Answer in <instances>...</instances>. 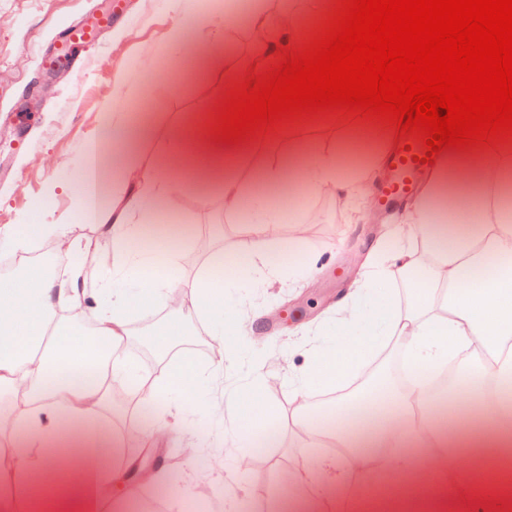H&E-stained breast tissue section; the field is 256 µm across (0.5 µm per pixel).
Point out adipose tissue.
I'll list each match as a JSON object with an SVG mask.
<instances>
[{
	"instance_id": "adipose-tissue-1",
	"label": "adipose tissue",
	"mask_w": 512,
	"mask_h": 512,
	"mask_svg": "<svg viewBox=\"0 0 512 512\" xmlns=\"http://www.w3.org/2000/svg\"><path fill=\"white\" fill-rule=\"evenodd\" d=\"M250 23L265 37L251 63L258 73L283 57L288 28L263 6L252 13ZM224 25L223 14L192 13L168 33L174 46L195 37L200 49L192 56V67L213 84L223 59ZM226 94L215 87L207 97L204 119L173 131L164 154L147 165L129 127L127 105L137 99V86L129 78L121 81L118 97L123 105L112 112V136L123 147L113 158L112 173L123 191L113 196L110 209L94 206L100 170V153L94 147L69 184L76 218L94 224L121 259L117 275L104 284L112 300L98 309L90 335L64 325L61 317L64 309L86 300L84 246L68 225L43 223L41 207H34L30 235L55 238L65 276L60 279L30 266L0 277V387L13 399L11 435L0 445V512H15L20 492L26 512H44L49 504L59 512H95L111 501L119 469L118 442L105 424L108 388L133 371L113 356L127 335L126 303L144 305L176 295L197 301L198 314L209 320L223 310L224 285L237 279L240 269L220 263L193 278L146 277L155 257L138 248L137 241L147 232L163 237L161 225L151 220L159 201L190 183H220L226 212L248 206L257 215L249 270L260 285L269 286L281 278L268 258L280 246L283 224L255 183L276 186L292 162L308 154L314 159L308 169L314 190L351 195L370 177L369 168L343 173L337 163L342 149L328 136L316 150L305 140H295L274 164L254 156L258 181L235 175L229 163L244 153L245 144L216 143L211 131L214 110ZM492 187L512 188V140L449 150L409 214L412 233L397 234L385 260L369 265L341 311L335 341L298 378L296 410L306 428L314 434L328 431L347 450L343 460L319 458L307 470L309 480L323 488L325 507L343 512L347 500L339 491L353 471L410 489L415 501L425 498L429 482H436L447 489L451 512H504L501 497H480L472 490L477 481L512 475V410L489 400L486 392L489 382L512 383V351L506 349L512 344V273L492 279L476 274L489 257L512 258V211L488 205ZM429 235L435 245L417 251V240ZM415 265L427 270L428 283L419 292L421 306L413 313L383 306L374 283L385 279L390 267ZM392 335L406 340L409 363L420 374L451 353L479 347L482 374L459 376L451 387L449 404L465 407V419L451 414L424 429L421 413L431 389L420 380L400 390L380 382L378 409L365 434L351 432L347 402L313 415V389L331 393L342 388L368 352Z\"/></svg>"
}]
</instances>
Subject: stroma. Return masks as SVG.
Returning <instances> with one entry per match:
<instances>
[{
    "instance_id": "1",
    "label": "stroma",
    "mask_w": 512,
    "mask_h": 512,
    "mask_svg": "<svg viewBox=\"0 0 512 512\" xmlns=\"http://www.w3.org/2000/svg\"><path fill=\"white\" fill-rule=\"evenodd\" d=\"M258 0H245L244 10L225 7L229 23L224 34L223 80L251 62L261 37L249 25ZM111 10L112 24L99 35L93 53L82 61L81 76H73L70 63L54 73L39 71L41 54H52L58 36L91 13ZM183 19L176 0H0V228L23 232L31 209L43 204V221L68 224L79 237L86 255L108 248L93 225L77 222L76 202L67 185L82 165L89 147L109 156L118 146L108 137L113 100L119 82L135 75L140 99L149 111L130 115L132 127L151 126L142 143L144 162L159 158L170 133L200 120L209 85L187 73V57L194 47H170L169 30ZM374 136L372 145L393 146L399 139L396 125L349 115H317L253 135L251 143L269 160L287 154L297 134L317 139L329 130L336 142L355 139L362 128ZM301 202L290 224H304L302 242L285 240L279 263L281 282L255 287L249 276L226 293L224 351L212 350L215 326L200 317L194 305L179 312L167 300L134 308L128 319V337L122 347L138 373L148 360L164 370L191 364L187 381L200 393L201 408L189 407L169 394L155 406L154 431H146L139 398L141 384L130 379L113 383L120 399L112 403V429L129 439L127 456L136 458L138 471H122L113 485V500L122 512H137L144 497L126 499L127 490L157 488L166 512H191L195 501L210 495L218 512H243L245 503L270 502L274 512L290 500L313 502L320 488L307 481L302 467L322 456L316 438L305 431L295 412L294 382L330 342L339 316V302L358 280L376 243L397 226V219L380 217L375 188L367 186L361 202L314 191L302 183ZM218 193L208 206H199L189 188L159 208V224H180L185 232L158 248V261L168 273L194 277L226 253L249 254L256 216L250 208L225 213ZM321 268L311 271V257ZM252 325L240 331L241 320ZM184 333L163 336L170 321ZM163 336L166 349L158 351L154 336ZM406 342L391 336L354 371L355 379L385 377L398 382L396 366ZM223 407L222 420L204 411L206 405ZM275 422V445L256 457L251 471L235 464V439L243 430L260 432ZM354 512H448L440 487H432L426 500L411 506L393 496L376 478L350 477Z\"/></svg>"
}]
</instances>
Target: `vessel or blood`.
Masks as SVG:
<instances>
[{"label": "vessel or blood", "instance_id": "1", "mask_svg": "<svg viewBox=\"0 0 512 512\" xmlns=\"http://www.w3.org/2000/svg\"><path fill=\"white\" fill-rule=\"evenodd\" d=\"M102 27L101 22L72 27L60 48L61 54L74 59L89 47ZM428 149L422 140L406 137L386 158V176L377 187L376 203L380 211L391 213L414 196L421 194L436 170L426 161Z\"/></svg>", "mask_w": 512, "mask_h": 512}]
</instances>
